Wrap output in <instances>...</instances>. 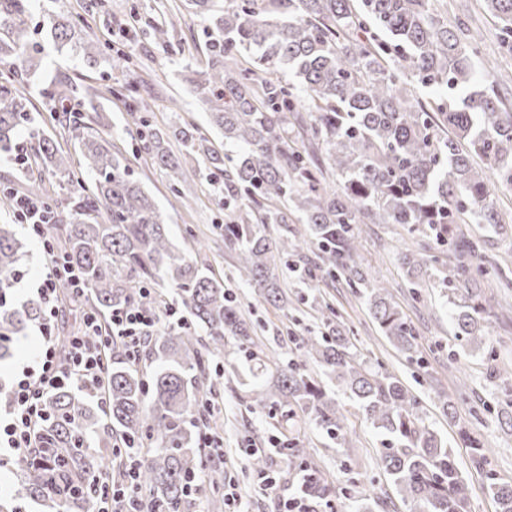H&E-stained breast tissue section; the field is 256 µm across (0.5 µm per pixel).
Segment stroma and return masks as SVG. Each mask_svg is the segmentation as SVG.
Here are the masks:
<instances>
[{"label": "stroma", "mask_w": 512, "mask_h": 512, "mask_svg": "<svg viewBox=\"0 0 512 512\" xmlns=\"http://www.w3.org/2000/svg\"><path fill=\"white\" fill-rule=\"evenodd\" d=\"M432 4L441 18L452 21L462 17L480 26L484 38L478 44L477 60L484 70L512 72V57L503 55L498 47V21L485 11L484 0H432ZM59 13L82 23L89 37L108 53L130 54L131 63L121 69L105 64L92 68L82 56L57 53L47 23ZM156 24L169 28V42L161 43L149 36V28ZM27 26L31 43L41 49L34 59V74L24 86L36 125L53 140H61L58 114L42 92L43 74L59 68L77 83L100 90L116 88V95L95 102L98 111L107 117L106 133L127 157L133 178L167 215L173 243L206 265L240 301L246 317L257 327L259 350L255 356H244L233 338H225L220 371L209 375L204 383L206 397L221 409L223 428L209 450L189 512H232V505H215L210 486L215 479L236 487L243 512H283L285 501L295 497L302 478L298 465L288 464L278 453L287 435L299 440L331 485L337 512H361L366 505L372 512H410V504L401 499L382 471V436L335 382L326 381L325 388L337 398L344 415L349 442L343 448L330 442L310 419L284 420L282 409L253 399V368L289 353L291 337L315 328L313 308L320 304L335 309L337 321L355 345L358 362L396 376L418 396L427 423L451 446L455 465L466 479L469 512H498L487 475L492 472L512 481V425L500 412L504 384L495 375L496 368L512 366V288L487 289L492 308L488 339L480 350L460 348L440 288L427 281L415 293L407 286L400 256L403 251L418 249L419 238L398 224H370L365 228L357 262L379 274L405 318L416 328L418 362L407 361L381 335L363 298L343 282L323 277L308 285L294 277L288 282L287 307L256 300L224 251L223 229L232 211L224 203L223 183L203 173L189 176L187 191L196 197L197 205L190 212L180 209L169 190L166 172L141 150L135 128L126 123L122 92L133 87L147 101L153 127L164 130L191 123L216 148L224 146L223 136L207 123L206 104L183 81L186 67L199 65L206 53L202 24L186 8L185 0H31ZM36 179L47 189L60 194L65 191L57 177L28 171L0 158V185L27 195ZM9 223L14 224L11 213L1 212L0 224ZM14 226L24 248L9 292L12 303L19 305L35 299L44 258L39 241L28 227ZM445 398L455 403V419L442 413L441 401ZM465 432L489 448L487 466L474 465L472 451L461 439ZM255 452L272 456L276 491H263L265 477L250 465Z\"/></svg>", "instance_id": "35a3bbf8"}]
</instances>
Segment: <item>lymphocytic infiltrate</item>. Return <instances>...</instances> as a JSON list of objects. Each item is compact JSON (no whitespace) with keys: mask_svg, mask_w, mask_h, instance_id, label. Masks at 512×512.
I'll return each mask as SVG.
<instances>
[{"mask_svg":"<svg viewBox=\"0 0 512 512\" xmlns=\"http://www.w3.org/2000/svg\"><path fill=\"white\" fill-rule=\"evenodd\" d=\"M15 223L24 224L43 243L46 273L37 293L48 314H55L60 286L84 293L88 283L81 269L61 254L49 236L51 214L43 200L20 196L13 212ZM85 332L59 342L49 324H41V343L29 365L12 380L6 393V420L0 421V446L19 453L37 446V430L43 418V400L49 393L76 384L104 388L106 354L113 341H121L129 351L139 350L148 332L156 326L154 316L132 305L113 309L108 323L96 315L84 320ZM124 477L109 486L105 500L95 512H129L138 459L133 454L119 455Z\"/></svg>","mask_w":512,"mask_h":512,"instance_id":"lymphocytic-infiltrate-1","label":"lymphocytic infiltrate"}]
</instances>
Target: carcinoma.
I'll list each match as a JSON object with an SVG mask.
<instances>
[{
  "label": "carcinoma",
  "instance_id": "cac0c4a2",
  "mask_svg": "<svg viewBox=\"0 0 512 512\" xmlns=\"http://www.w3.org/2000/svg\"><path fill=\"white\" fill-rule=\"evenodd\" d=\"M430 0H186L205 23L204 66L186 77L192 92L209 105V121L224 132V151L191 124L153 129L146 106H127L144 149L166 170L176 202L195 200L182 190L189 172L205 165L224 179L227 196L246 207L224 224V250L260 300L280 305L287 294L274 274L277 264L296 270L305 252L317 261L302 267L303 279L318 273L344 282L366 296L380 333L399 352L413 357L418 333L392 301L384 282L355 261L365 224H400L426 241L423 251L400 256L412 289L435 278L452 305L453 332L461 347L482 343L490 310L489 273L473 263L490 231L507 234L493 188L512 186V112L495 89L481 88L475 63L480 33L463 20L437 18ZM499 20V48L512 54V0H486ZM27 0H5L0 9V58L39 53L29 43ZM84 26L56 19L51 37L60 53L82 52L90 65L112 62L101 45L83 37ZM286 68L297 83L273 74ZM21 76L0 82V156L19 151L16 138L36 140L35 164L68 185L51 201L62 252L84 272L91 286L83 304L108 322L112 309L130 304L161 307L156 288L167 285L181 298L188 318L148 336L139 355L155 358L151 382L120 343L108 353L103 401L81 388H64L45 398L41 440L56 449L57 465L47 469L27 452L18 471L25 495L44 512H84L118 471L114 448L131 446L139 455L136 485L148 512H185L186 497L204 465L200 428L208 425L201 403L202 381L224 337L237 339L244 353L254 346L255 327L223 282L198 261L174 249L166 215L130 177L123 152L102 136L104 116L88 111L97 93L82 94L62 72L44 93L59 101L62 122L76 142L79 180L69 155L50 138L37 137L33 117L18 89ZM432 94L425 101L412 84ZM303 131L323 145L317 161L298 147L294 132L301 112ZM181 146L178 152L170 141ZM486 167L475 166V158ZM336 177L327 187L323 174ZM273 208L279 225L268 236L257 224ZM304 228L298 229L296 225ZM475 224V230L464 229ZM23 248L8 224L0 225V290L10 286ZM441 250L456 266L439 267ZM323 315L325 331L294 336L292 357L263 364L254 401H270L294 417L301 412L339 447L347 445L337 400L305 372L314 361L366 420L385 437L380 461L402 500L417 512H468V486L452 452L425 424L418 398L394 375L356 362L344 329ZM41 317L38 304L0 302V361L12 356L8 342ZM304 468L300 499L318 509L331 488L292 442L280 448ZM498 512H512V483L489 475Z\"/></svg>",
  "mask_w": 512,
  "mask_h": 512
}]
</instances>
